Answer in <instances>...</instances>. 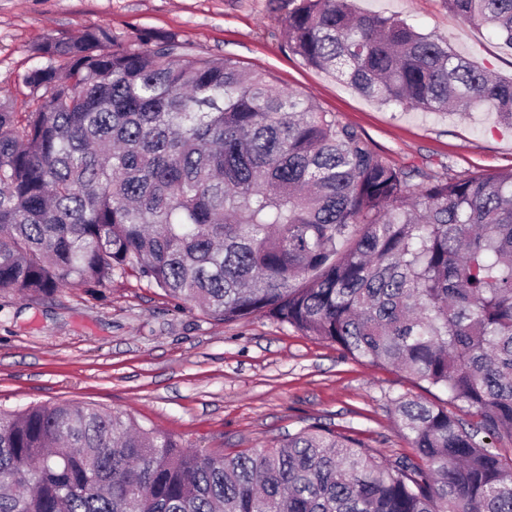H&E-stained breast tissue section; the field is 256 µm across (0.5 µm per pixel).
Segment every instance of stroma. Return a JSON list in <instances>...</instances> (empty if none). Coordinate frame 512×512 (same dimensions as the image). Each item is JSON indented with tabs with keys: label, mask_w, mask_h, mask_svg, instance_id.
Wrapping results in <instances>:
<instances>
[{
	"label": "stroma",
	"mask_w": 512,
	"mask_h": 512,
	"mask_svg": "<svg viewBox=\"0 0 512 512\" xmlns=\"http://www.w3.org/2000/svg\"><path fill=\"white\" fill-rule=\"evenodd\" d=\"M432 33L478 66L512 77V50L442 0H353ZM287 0H0V99L29 105L28 49L101 25L126 42L174 35L192 51L231 55L303 92L362 133L391 164L436 174L512 168V129L495 113L422 112L367 99L302 63L282 37ZM405 374L357 361L271 318L213 321L135 275L48 297L0 295V407L70 401L132 418L208 454L265 448L308 425L387 455L409 453L390 400Z\"/></svg>",
	"instance_id": "1"
}]
</instances>
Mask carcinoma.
I'll return each mask as SVG.
<instances>
[{
  "label": "carcinoma",
  "instance_id": "carcinoma-1",
  "mask_svg": "<svg viewBox=\"0 0 512 512\" xmlns=\"http://www.w3.org/2000/svg\"><path fill=\"white\" fill-rule=\"evenodd\" d=\"M512 49V0H444ZM288 49L386 105L483 108L512 78L353 0H288ZM34 108L0 101V293L130 272L230 323L270 317L392 367L412 449L329 429L209 455L123 414L0 408V512H512V168L396 167L232 56L102 26L31 47Z\"/></svg>",
  "mask_w": 512,
  "mask_h": 512
}]
</instances>
